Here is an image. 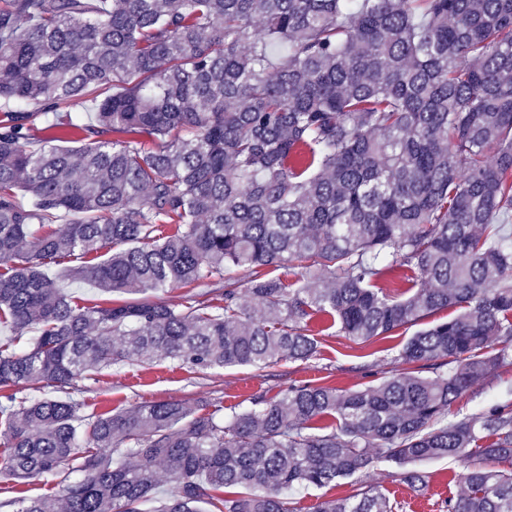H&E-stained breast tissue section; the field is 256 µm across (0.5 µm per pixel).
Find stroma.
<instances>
[{
	"label": "stroma",
	"mask_w": 512,
	"mask_h": 512,
	"mask_svg": "<svg viewBox=\"0 0 512 512\" xmlns=\"http://www.w3.org/2000/svg\"><path fill=\"white\" fill-rule=\"evenodd\" d=\"M318 341L316 355L306 362L279 361L263 369L233 366L192 370L163 360L150 365L130 361L123 368L104 373L98 381L83 383L78 394L84 413L128 410L157 401L188 403L196 409L217 405L230 408L245 405L254 393L276 394L291 384L311 381L342 388L377 385L391 374L393 358L401 343L415 332L401 329L397 336L374 342H356L337 331L327 316L310 323ZM512 406V368L499 369L483 383L475 385L454 404V411L473 413L487 404ZM428 477L425 494H417L396 477L395 466L383 464L354 477L352 482L301 492L300 512L324 498H345L363 486L381 489L397 503L396 512H446L448 499L457 497L463 486L458 479L460 465L450 459L423 467Z\"/></svg>",
	"instance_id": "obj_1"
}]
</instances>
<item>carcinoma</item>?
<instances>
[{"label": "carcinoma", "instance_id": "cac0c4a2", "mask_svg": "<svg viewBox=\"0 0 512 512\" xmlns=\"http://www.w3.org/2000/svg\"><path fill=\"white\" fill-rule=\"evenodd\" d=\"M1 100L0 325L35 332L0 346L4 470L81 478L0 509L298 512L299 491L380 464L422 494L418 466L451 459L448 512H512V410L448 418L512 365V0H0ZM89 106L94 124L72 112ZM40 117L55 134L34 137ZM65 257L104 292L213 297L80 306L47 271ZM396 270L403 299L378 286ZM453 307L396 355L431 377L227 413L86 419L74 398L133 359L306 362L316 314L370 342ZM312 512L395 506L370 486Z\"/></svg>", "mask_w": 512, "mask_h": 512}]
</instances>
